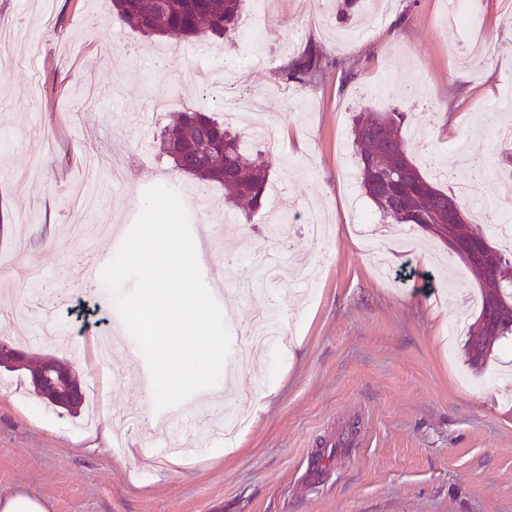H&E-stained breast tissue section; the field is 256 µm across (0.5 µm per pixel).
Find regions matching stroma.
I'll return each mask as SVG.
<instances>
[{
  "label": "stroma",
  "mask_w": 512,
  "mask_h": 512,
  "mask_svg": "<svg viewBox=\"0 0 512 512\" xmlns=\"http://www.w3.org/2000/svg\"><path fill=\"white\" fill-rule=\"evenodd\" d=\"M42 2L0 0V32L13 35L0 53V342L58 359L97 387L99 407L145 419L116 452L103 421L46 410L25 374L0 371V494L28 492L48 512H512V341L472 369L464 333L448 335L478 313L470 271L419 227L385 221L371 245L356 233L355 209L375 206L350 138L359 112L396 109L408 153L438 188L464 175L461 159L492 166L493 128L512 125V0H468L484 43L466 64L467 30L441 20L453 0H388L384 21L355 40L341 0H245L235 42L211 37L201 52L130 29L111 0ZM311 46L330 60L321 80L281 83ZM393 74L405 80L398 93L370 96ZM171 91L219 120L225 98L242 100L237 130L264 125L245 145L269 163L264 210L244 214L222 187L172 170L159 149L170 114L153 106ZM117 163L166 172L195 247L208 249L204 280H224V317L243 326L266 308L283 319L279 347L229 352L224 375L242 395L219 384L199 403L247 415L233 444L203 430L165 452L139 379L146 360L114 294L83 281L89 261L115 255L111 236L94 250L90 239L132 228L142 209L143 188L113 180ZM277 205L296 227L289 249L316 279L255 294L246 262L278 248ZM311 206L328 217L326 239L301 229ZM98 333L123 341L106 369L87 343ZM351 426V445L306 485L309 457Z\"/></svg>",
  "instance_id": "35a3bbf8"
}]
</instances>
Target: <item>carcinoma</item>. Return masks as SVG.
I'll return each mask as SVG.
<instances>
[{
	"label": "carcinoma",
	"mask_w": 512,
	"mask_h": 512,
	"mask_svg": "<svg viewBox=\"0 0 512 512\" xmlns=\"http://www.w3.org/2000/svg\"><path fill=\"white\" fill-rule=\"evenodd\" d=\"M117 16L130 27L172 40H204L211 35L235 40L242 11V0H112ZM325 66L321 53L310 50L280 70L283 83L308 85L317 82ZM353 146L359 158V177L365 194L375 204L383 220L409 224L403 210L422 209L437 221L448 218V206L465 205L451 190H441L430 182L405 180L386 184L377 166L404 161L420 172L415 158L405 148L404 124L397 111L382 113L364 111L355 118ZM207 139L213 160L197 156V145ZM173 168L202 182L224 187L225 199L234 206L251 212L262 207L268 175L266 168L246 154L240 146V135H232L210 115L193 107L176 113L164 127L161 141ZM496 266L487 267L475 255L461 259L481 287V310L467 325L465 350L467 361L475 369L485 364L497 341L512 335V254L494 248ZM27 376L35 394L52 380L65 378L73 385L67 411L78 414L86 395L72 373L56 360L27 363Z\"/></svg>",
	"instance_id": "1"
}]
</instances>
